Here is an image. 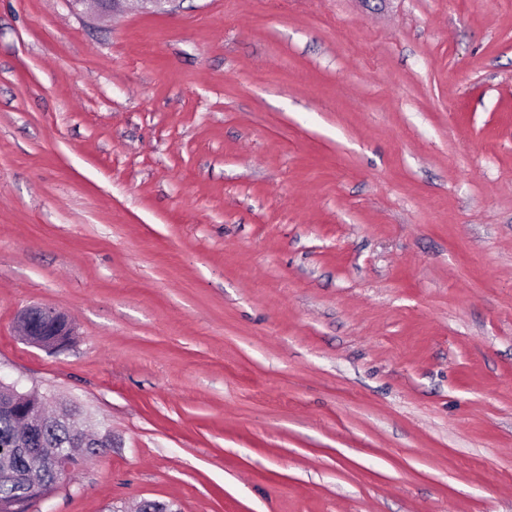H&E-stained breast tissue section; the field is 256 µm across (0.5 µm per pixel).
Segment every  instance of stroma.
I'll list each match as a JSON object with an SVG mask.
<instances>
[{"instance_id":"stroma-1","label":"stroma","mask_w":512,"mask_h":512,"mask_svg":"<svg viewBox=\"0 0 512 512\" xmlns=\"http://www.w3.org/2000/svg\"><path fill=\"white\" fill-rule=\"evenodd\" d=\"M1 375L29 512H512V0H0ZM18 329L27 341L43 348L62 350L73 336V326L68 317L53 307H31L18 315ZM47 336H56L48 338ZM19 386L20 382L16 380L13 381L8 390L3 391L1 388L0 416L9 417L11 420L22 424L20 445H37L41 443L40 433L49 420L48 416L50 415L45 412L48 404L40 401L34 391L19 393L16 389ZM2 391L4 396H2ZM62 414L63 412L57 416ZM65 415L49 421L43 433L41 448H14L17 424H13L9 418L0 417V448L10 449L8 451L0 449V475L14 474L16 469L15 458L22 455L27 459V467L22 477L31 487V490L36 493L38 487L29 483L28 475L30 471L41 468L48 457L47 448H51L56 460L62 459L65 455L66 458L64 463L59 466L49 458L43 471L35 475V480L40 486L39 495H47L56 488L58 481L61 482L66 479L74 466L80 464L88 443V436L95 433L86 429L83 424H77L74 427V437L70 446V421H68L69 418H64ZM56 467H58V481L55 476Z\"/></svg>"}]
</instances>
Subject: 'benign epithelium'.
I'll list each match as a JSON object with an SVG mask.
<instances>
[{"mask_svg":"<svg viewBox=\"0 0 512 512\" xmlns=\"http://www.w3.org/2000/svg\"><path fill=\"white\" fill-rule=\"evenodd\" d=\"M72 7L86 14H98L116 6L121 0H68ZM20 335L27 341L43 348L62 350L69 344V336L73 335V326L68 317L53 307H31L18 315ZM14 381L4 394L0 395V416H6L22 424L20 447L8 451L0 449V475H11L15 472V458L22 455L27 459V467L22 474L28 478L29 472L38 470L47 460V449L37 447L41 443L40 433L48 422L45 409L47 403L40 401L33 391L20 393ZM91 431L79 423L74 427V437L66 454L64 463L58 466V481H63L71 473L74 466L80 464L88 436Z\"/></svg>","mask_w":512,"mask_h":512,"instance_id":"obj_1","label":"benign epithelium"}]
</instances>
